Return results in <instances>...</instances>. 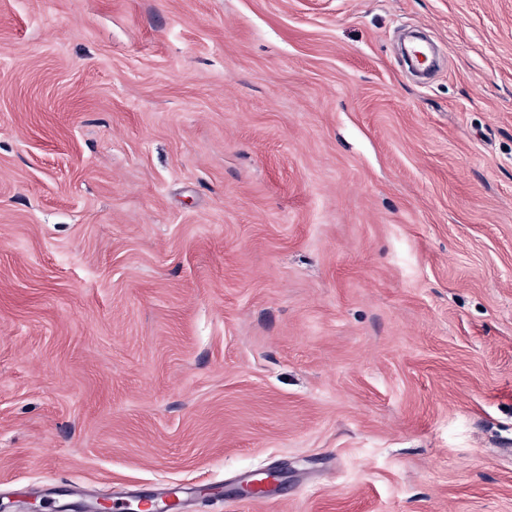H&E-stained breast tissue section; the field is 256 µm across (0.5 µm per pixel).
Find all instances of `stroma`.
Here are the masks:
<instances>
[{
    "label": "stroma",
    "instance_id": "35a3bbf8",
    "mask_svg": "<svg viewBox=\"0 0 512 512\" xmlns=\"http://www.w3.org/2000/svg\"><path fill=\"white\" fill-rule=\"evenodd\" d=\"M75 483L512 512V0H0V506Z\"/></svg>",
    "mask_w": 512,
    "mask_h": 512
}]
</instances>
